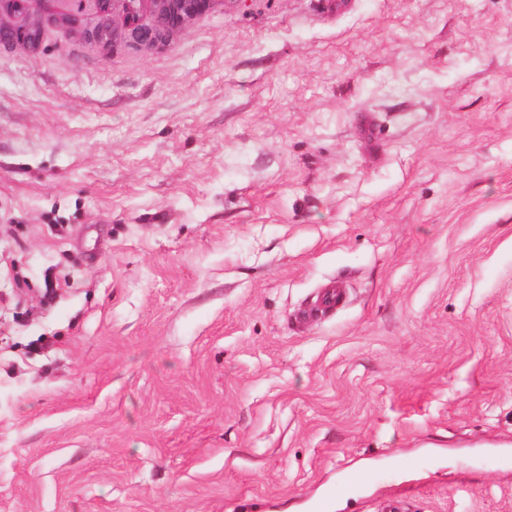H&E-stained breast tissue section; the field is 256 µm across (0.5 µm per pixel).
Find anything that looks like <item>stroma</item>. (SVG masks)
<instances>
[{
    "label": "stroma",
    "instance_id": "1",
    "mask_svg": "<svg viewBox=\"0 0 512 512\" xmlns=\"http://www.w3.org/2000/svg\"><path fill=\"white\" fill-rule=\"evenodd\" d=\"M353 468L330 512H512V0L1 51L0 512H316ZM345 302V294L334 285L322 289L319 306L305 312L302 316L303 320L313 318L318 311L335 310L341 307Z\"/></svg>",
    "mask_w": 512,
    "mask_h": 512
}]
</instances>
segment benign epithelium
I'll list each match as a JSON object with an SVG mask.
<instances>
[{
	"instance_id": "obj_1",
	"label": "benign epithelium",
	"mask_w": 512,
	"mask_h": 512,
	"mask_svg": "<svg viewBox=\"0 0 512 512\" xmlns=\"http://www.w3.org/2000/svg\"><path fill=\"white\" fill-rule=\"evenodd\" d=\"M32 0H0V47L39 54L51 32L81 34L86 45L103 53L142 55L170 46L190 24L216 8L239 0H73L76 9L39 11Z\"/></svg>"
}]
</instances>
